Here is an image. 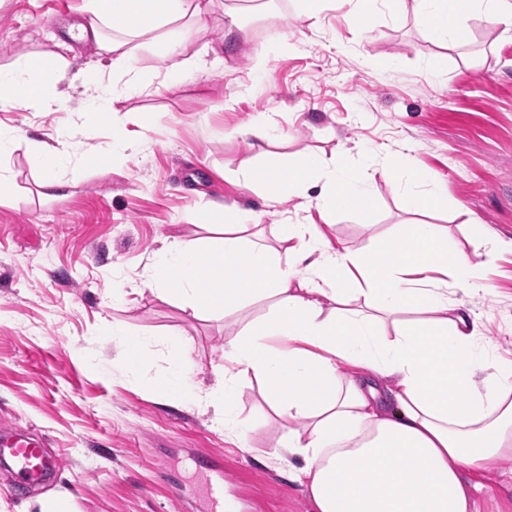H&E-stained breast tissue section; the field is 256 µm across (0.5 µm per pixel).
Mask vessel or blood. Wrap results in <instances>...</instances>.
<instances>
[{"label":"vessel or blood","mask_w":512,"mask_h":512,"mask_svg":"<svg viewBox=\"0 0 512 512\" xmlns=\"http://www.w3.org/2000/svg\"><path fill=\"white\" fill-rule=\"evenodd\" d=\"M0 459L10 461L17 485L23 491L43 484L58 466L57 461L47 455L42 442L25 441L12 434L0 436ZM197 468L208 476L204 488L206 498L213 504H222L224 473L221 464L203 455L197 459Z\"/></svg>","instance_id":"obj_1"}]
</instances>
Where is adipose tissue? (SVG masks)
<instances>
[{
    "instance_id": "obj_1",
    "label": "adipose tissue",
    "mask_w": 512,
    "mask_h": 512,
    "mask_svg": "<svg viewBox=\"0 0 512 512\" xmlns=\"http://www.w3.org/2000/svg\"><path fill=\"white\" fill-rule=\"evenodd\" d=\"M417 23L436 42L465 43L463 20L479 14L512 27V0H414ZM207 0H82L78 40L127 87L142 85V55L172 74ZM34 76L35 57L0 73V105L28 110L56 98L69 67ZM260 166L237 179L269 201L312 195L323 220L370 209L371 183L382 176L411 189L414 209L440 208V181L419 170L412 153L370 150L354 171L311 152L294 163L268 151L267 122L248 132ZM26 148L46 192L63 190L67 162L89 166L96 150L69 151L26 141L0 126V158ZM208 234L174 239L147 268L143 288L191 312L240 316L224 344L216 388L197 393L183 372L188 347L173 346L160 396L197 397L223 425L241 377H253L273 413L289 427L270 455L290 460L313 512H473V476L512 458V358L491 351L481 317L449 314V286L484 294L478 267L434 224L417 221L385 233L379 246L331 244L321 224H280L276 246L238 206L214 204ZM254 318H246V311ZM400 413L390 417L388 408Z\"/></svg>"
}]
</instances>
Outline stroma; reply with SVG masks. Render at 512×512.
Segmentation results:
<instances>
[{
  "instance_id": "obj_1",
  "label": "stroma",
  "mask_w": 512,
  "mask_h": 512,
  "mask_svg": "<svg viewBox=\"0 0 512 512\" xmlns=\"http://www.w3.org/2000/svg\"><path fill=\"white\" fill-rule=\"evenodd\" d=\"M80 4L0 0V68L32 53H67ZM464 28L466 45L448 51L412 11L392 16L383 0L363 18L348 0H334L315 21L298 0H274L271 15L248 22L223 58L213 52L224 35L217 4L190 35L198 57L184 73L118 103L114 122L144 133L141 147L110 149L107 128L80 121L92 93L70 76L95 68L89 45L68 53L70 76L59 85L66 106L0 110V125L28 139L112 152L101 165L69 172L68 189L52 197L42 196L24 150L8 158L15 178L0 197V426L40 437L61 470L49 489L16 496L11 471L0 466V512H41L48 491L67 498L70 512H203L199 451L223 459L225 492L241 512H310L287 463L267 455L284 428L254 380L239 383L237 417L253 427L246 450L215 429L212 410L156 396L178 340L190 346L193 382L215 386L237 324L139 289L164 241L204 236L210 203L249 210L268 238L275 224L317 221L307 199L272 206L235 177L258 161L244 131L267 116L280 134L273 151L289 157L335 154L358 170L367 148L415 147L447 197L432 223L470 252L490 289L472 297L452 288L448 297L480 313L487 342L512 352V31L477 16ZM371 190L370 210L337 214L330 239L367 247L414 221L405 191L380 178ZM482 233L495 249L473 251ZM117 282L126 291L118 300ZM104 321L140 339L152 364L132 371L116 341L101 335ZM479 483L476 512H512V460Z\"/></svg>"
}]
</instances>
